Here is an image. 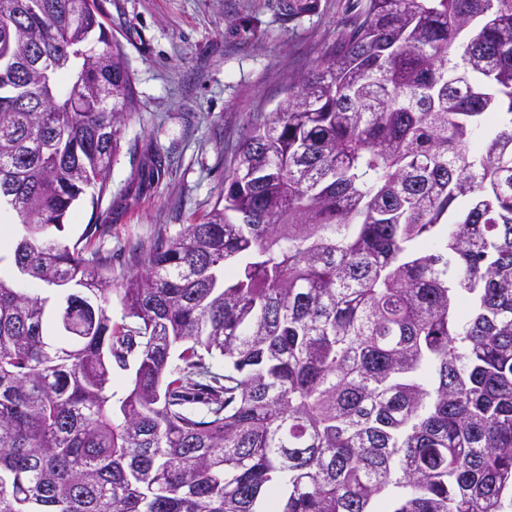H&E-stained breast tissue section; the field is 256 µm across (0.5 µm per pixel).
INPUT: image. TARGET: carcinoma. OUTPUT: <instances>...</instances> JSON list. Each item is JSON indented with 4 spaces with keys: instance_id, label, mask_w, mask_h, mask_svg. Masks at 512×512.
<instances>
[{
    "instance_id": "carcinoma-1",
    "label": "carcinoma",
    "mask_w": 512,
    "mask_h": 512,
    "mask_svg": "<svg viewBox=\"0 0 512 512\" xmlns=\"http://www.w3.org/2000/svg\"><path fill=\"white\" fill-rule=\"evenodd\" d=\"M133 110L96 0H0V512H512V0H365L114 275L57 233Z\"/></svg>"
}]
</instances>
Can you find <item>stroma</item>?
Returning <instances> with one entry per match:
<instances>
[{
    "mask_svg": "<svg viewBox=\"0 0 512 512\" xmlns=\"http://www.w3.org/2000/svg\"><path fill=\"white\" fill-rule=\"evenodd\" d=\"M124 50L136 110L112 162L109 191L74 206L63 235L83 239L133 272L132 244L198 221L224 188L245 128L271 112L356 13L358 0H97ZM153 153L164 173L141 179Z\"/></svg>",
    "mask_w": 512,
    "mask_h": 512,
    "instance_id": "obj_1",
    "label": "stroma"
}]
</instances>
